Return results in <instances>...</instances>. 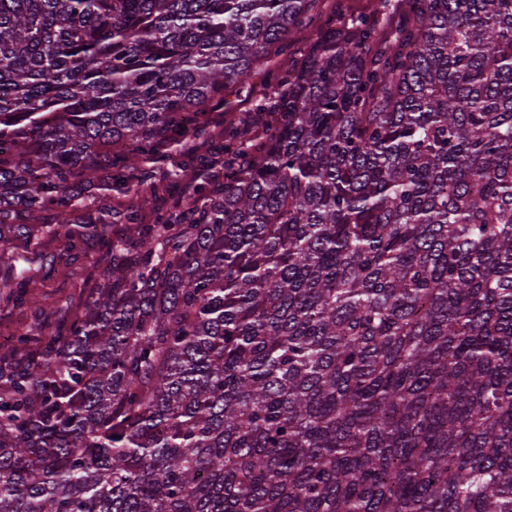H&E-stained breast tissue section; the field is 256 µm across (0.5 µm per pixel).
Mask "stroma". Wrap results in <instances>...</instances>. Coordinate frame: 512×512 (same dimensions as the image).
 <instances>
[{
	"label": "stroma",
	"instance_id": "35a3bbf8",
	"mask_svg": "<svg viewBox=\"0 0 512 512\" xmlns=\"http://www.w3.org/2000/svg\"><path fill=\"white\" fill-rule=\"evenodd\" d=\"M370 0H316L313 14L314 25L294 36L289 54L300 57L315 39L319 27L318 20L337 9L346 14H358L367 11ZM277 86L264 74H256L250 80L247 89H229L224 94V103L220 110L224 114V131L239 134L240 126L236 122L238 113L254 108L261 101L270 102L275 97ZM220 139L213 128H206L198 135L187 136L185 154L169 150L155 153L141 162L133 170L127 171L124 185L113 187L112 191L93 188L87 190L81 207L71 216L72 223L83 224L97 217L109 219L114 236L127 232L126 214L132 204L138 203L141 196H149L150 203L142 210L147 223H156L159 217L172 214V200L179 196L182 189L180 178L174 177L175 163L184 168H197L199 161L217 159L216 147ZM103 252L98 236L87 234L76 242L74 249H67L63 237H44L35 250L16 249L14 264L17 268L28 270L30 283L28 293L39 296L45 304V315L41 320L43 331H52L61 312L81 310L85 298L95 285L97 264Z\"/></svg>",
	"mask_w": 512,
	"mask_h": 512
}]
</instances>
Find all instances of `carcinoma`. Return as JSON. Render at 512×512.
Masks as SVG:
<instances>
[{
	"label": "carcinoma",
	"mask_w": 512,
	"mask_h": 512,
	"mask_svg": "<svg viewBox=\"0 0 512 512\" xmlns=\"http://www.w3.org/2000/svg\"><path fill=\"white\" fill-rule=\"evenodd\" d=\"M275 68L224 188L105 242L0 356V512H512V0H375ZM313 23L312 0H0L2 252ZM55 211L56 223L43 213Z\"/></svg>",
	"instance_id": "obj_1"
}]
</instances>
